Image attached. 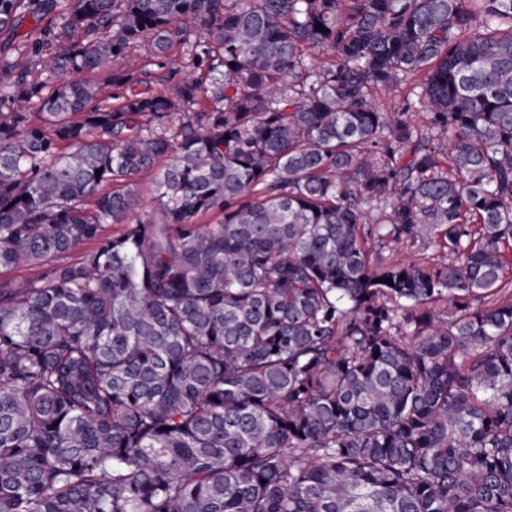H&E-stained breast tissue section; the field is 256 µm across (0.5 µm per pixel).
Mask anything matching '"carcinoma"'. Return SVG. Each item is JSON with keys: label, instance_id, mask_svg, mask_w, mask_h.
Segmentation results:
<instances>
[{"label": "carcinoma", "instance_id": "cac0c4a2", "mask_svg": "<svg viewBox=\"0 0 512 512\" xmlns=\"http://www.w3.org/2000/svg\"><path fill=\"white\" fill-rule=\"evenodd\" d=\"M116 60V107L68 80ZM23 266L0 512H512V0H68L0 51ZM132 184L140 200V206L137 211L141 213L142 211L149 210L153 206L155 193L152 175H140L133 179ZM368 246L374 252H380L383 257L402 260L411 257L413 252L420 250L426 256L432 258V262H441L446 260V253L439 250L434 245H429L428 249L423 250V246L412 247L409 244H387L386 247L380 248L377 241L371 239L368 241Z\"/></svg>", "mask_w": 512, "mask_h": 512}]
</instances>
